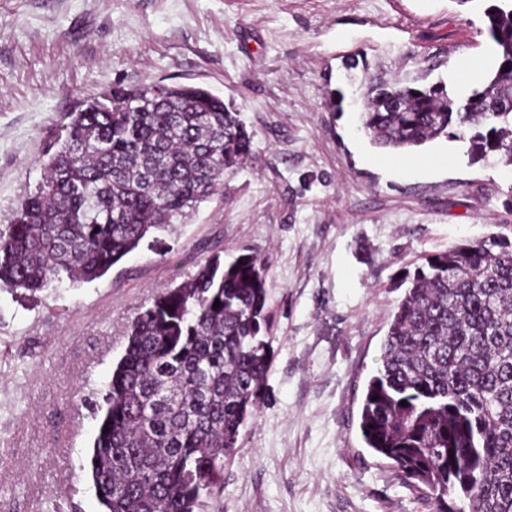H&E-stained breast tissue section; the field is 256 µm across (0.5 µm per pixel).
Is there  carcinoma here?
<instances>
[{
    "instance_id": "cac0c4a2",
    "label": "carcinoma",
    "mask_w": 512,
    "mask_h": 512,
    "mask_svg": "<svg viewBox=\"0 0 512 512\" xmlns=\"http://www.w3.org/2000/svg\"><path fill=\"white\" fill-rule=\"evenodd\" d=\"M488 19L498 65L462 103L441 85L364 88L361 128L374 145L399 154L469 128L471 160L512 167V3ZM251 151L239 112L200 87L87 100L0 230V285L33 294L102 278ZM268 297L263 261L215 257L134 317L95 405L88 468L103 512H224V461L272 366ZM360 428L435 512H512V239L426 258L389 323Z\"/></svg>"
}]
</instances>
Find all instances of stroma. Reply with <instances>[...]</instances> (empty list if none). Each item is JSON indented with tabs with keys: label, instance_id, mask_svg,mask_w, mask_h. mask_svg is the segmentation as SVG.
Instances as JSON below:
<instances>
[{
	"label": "stroma",
	"instance_id": "stroma-1",
	"mask_svg": "<svg viewBox=\"0 0 512 512\" xmlns=\"http://www.w3.org/2000/svg\"><path fill=\"white\" fill-rule=\"evenodd\" d=\"M496 0H0V229L67 115L112 88L199 86L253 131L252 156L96 281L0 288V512H102L88 455L129 322L212 257L265 262L273 363L224 512H432L361 436L387 324L427 256L512 237V169L440 139L388 172L359 128L369 82L444 83L495 59ZM341 99L340 110L328 99Z\"/></svg>",
	"mask_w": 512,
	"mask_h": 512
}]
</instances>
